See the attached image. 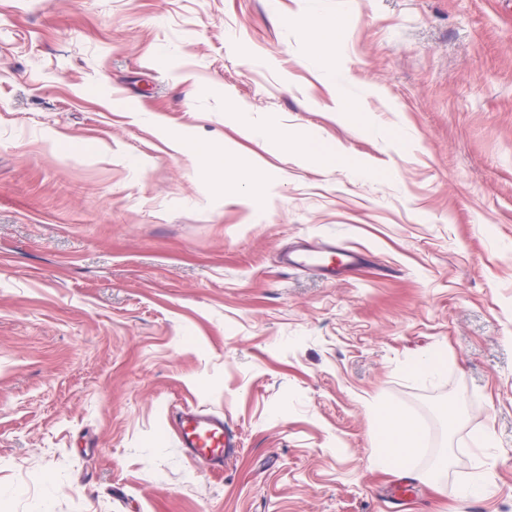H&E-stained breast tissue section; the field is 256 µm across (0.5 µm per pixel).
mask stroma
Returning a JSON list of instances; mask_svg holds the SVG:
<instances>
[{
    "instance_id": "obj_1",
    "label": "stroma",
    "mask_w": 512,
    "mask_h": 512,
    "mask_svg": "<svg viewBox=\"0 0 512 512\" xmlns=\"http://www.w3.org/2000/svg\"><path fill=\"white\" fill-rule=\"evenodd\" d=\"M302 239L364 261L281 266ZM377 402L425 433L395 474ZM187 405L223 470L178 447ZM44 500L512 512V0H0V512ZM169 138L175 150L181 151L188 148L195 150L199 160L201 170L206 173L214 168L230 169L237 173H243L253 168L252 161L245 155L235 152H229L222 148L215 150L213 148L192 147L186 138L179 132H170ZM296 148L303 155L312 157L326 166H335L345 160V155L339 150H330L312 138H303L296 143ZM173 422L179 447L190 460L213 470L223 469L226 448L233 447L226 439L222 415L186 407L176 412Z\"/></svg>"
}]
</instances>
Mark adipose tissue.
I'll return each mask as SVG.
<instances>
[{
    "label": "adipose tissue",
    "mask_w": 512,
    "mask_h": 512,
    "mask_svg": "<svg viewBox=\"0 0 512 512\" xmlns=\"http://www.w3.org/2000/svg\"><path fill=\"white\" fill-rule=\"evenodd\" d=\"M378 420L381 424L379 452L374 464L383 471L394 473L402 469L420 447L424 434L419 427L403 421L390 407L379 409Z\"/></svg>",
    "instance_id": "ef3b65f1"
}]
</instances>
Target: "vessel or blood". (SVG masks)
Masks as SVG:
<instances>
[{
  "instance_id": "vessel-or-blood-1",
  "label": "vessel or blood",
  "mask_w": 512,
  "mask_h": 512,
  "mask_svg": "<svg viewBox=\"0 0 512 512\" xmlns=\"http://www.w3.org/2000/svg\"><path fill=\"white\" fill-rule=\"evenodd\" d=\"M360 259V253L351 250L336 256L329 251L297 249L283 252L280 263L287 269H312L332 275L337 268L354 265ZM173 422L178 444L190 460L205 463L213 470L223 469L229 446L223 416L186 407L176 412Z\"/></svg>"
}]
</instances>
